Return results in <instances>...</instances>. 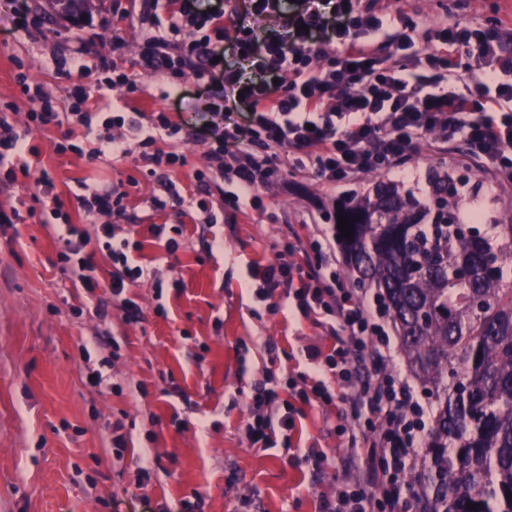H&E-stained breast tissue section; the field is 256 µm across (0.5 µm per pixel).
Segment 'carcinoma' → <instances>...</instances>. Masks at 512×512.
Returning a JSON list of instances; mask_svg holds the SVG:
<instances>
[{
    "label": "carcinoma",
    "instance_id": "1",
    "mask_svg": "<svg viewBox=\"0 0 512 512\" xmlns=\"http://www.w3.org/2000/svg\"><path fill=\"white\" fill-rule=\"evenodd\" d=\"M467 178L432 169L429 199L451 210ZM336 238L360 287L377 289L409 365L435 397L414 486L419 512H512V223L472 237L428 222V205L390 182L336 202ZM466 266V279L452 275ZM481 302L480 312L474 311Z\"/></svg>",
    "mask_w": 512,
    "mask_h": 512
}]
</instances>
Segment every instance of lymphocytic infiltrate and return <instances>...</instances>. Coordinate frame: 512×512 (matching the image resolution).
<instances>
[{
    "mask_svg": "<svg viewBox=\"0 0 512 512\" xmlns=\"http://www.w3.org/2000/svg\"><path fill=\"white\" fill-rule=\"evenodd\" d=\"M285 4L237 0L236 35L229 39L224 0H214L210 10L200 9L198 0H174L164 13L146 18L150 30L140 73L113 72L105 60L94 71L73 57L82 78L74 104L66 112L41 104L29 114L32 126L80 124L93 137L89 161L133 155L147 176L164 175L186 164L184 154L156 147L160 139H184L170 113L142 112L130 121L112 116L98 133L93 106L115 88L128 96L140 92L144 72L174 81L188 72L200 81L219 75L235 91V104L248 112V126L214 127L208 163L192 177L203 191L222 179L226 208L262 211L257 186L274 182L284 169L332 187L377 171L402 172L429 135L463 141L467 163L512 186V52L497 30L441 26L423 33L418 23L391 19L358 0H333L328 14L317 8L289 13ZM274 14L283 24L255 32L253 21ZM383 42L393 46L394 55L379 53ZM227 56L254 60L263 81L241 82L225 67ZM121 124L128 125L131 139L112 136L111 127ZM30 134V128L16 129L8 112L0 113L1 170L29 174ZM305 227V237L288 243L259 270L257 296L266 301L281 295L334 340L329 353L308 350L310 369L291 384L302 402L314 398L338 410L337 432L346 449L343 484L336 494L321 497L319 512H400L408 474L423 450L427 408L391 368L393 345L381 307L342 282L333 228L314 217ZM53 230L72 287L89 293L99 288L94 257L98 249L108 250L112 304L125 322H139L142 309L127 292L150 271L113 248L111 225L88 230L67 222ZM329 376L341 394L330 391ZM295 414L277 390L261 388L248 401L245 430L252 443L273 448L279 433L295 429Z\"/></svg>",
    "mask_w": 512,
    "mask_h": 512,
    "instance_id": "lymphocytic-infiltrate-1",
    "label": "lymphocytic infiltrate"
}]
</instances>
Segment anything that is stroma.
<instances>
[{
    "instance_id": "stroma-1",
    "label": "stroma",
    "mask_w": 512,
    "mask_h": 512,
    "mask_svg": "<svg viewBox=\"0 0 512 512\" xmlns=\"http://www.w3.org/2000/svg\"><path fill=\"white\" fill-rule=\"evenodd\" d=\"M392 17L417 20L421 28L461 24L502 31L512 48V0H373ZM144 0H91L80 20L52 10L48 0H0V104L12 103L15 127L31 108L19 74L40 86L58 111L71 104L66 72L75 53L87 67L107 58L125 71H139L147 28L139 18ZM39 21L41 33L27 30ZM126 114L166 109L191 134L180 150L186 168L170 178L183 196L196 186L192 169L203 167L212 141L201 135L205 116L222 112L228 126L246 115L232 111L223 83L198 85L185 76L179 91L162 98L166 78L141 80ZM63 129L34 131L30 147L54 180L72 223L85 218L75 195L82 179H102L129 193L124 216L97 215L114 227V243L140 242L132 257L147 265L148 278L129 292L144 310L126 323L117 309L97 315V302L75 290L57 263L60 245L37 220L0 223V512H181L199 500L197 512H317L321 495L334 494L344 454L332 428L334 417L319 404L303 406L288 446L251 445L247 401L274 373L278 380L307 368V350L329 352L294 310L271 313L256 296L255 266L275 261L283 242L301 234L308 215L322 216L336 191L302 175L259 186L271 218L247 209L220 211L222 181H215L207 209L154 212L162 189L133 159L93 166L73 153L56 154ZM463 142L423 140L406 161L405 189L422 195L429 166L467 175L475 192L467 206L486 223L512 220V187L463 162ZM223 212L208 223L212 212ZM183 226L175 253H167L151 225ZM87 358H80V348ZM100 373V386L87 377ZM124 436L125 447L112 444ZM316 446L327 457L313 475L303 455ZM146 484H139L141 472Z\"/></svg>"
}]
</instances>
